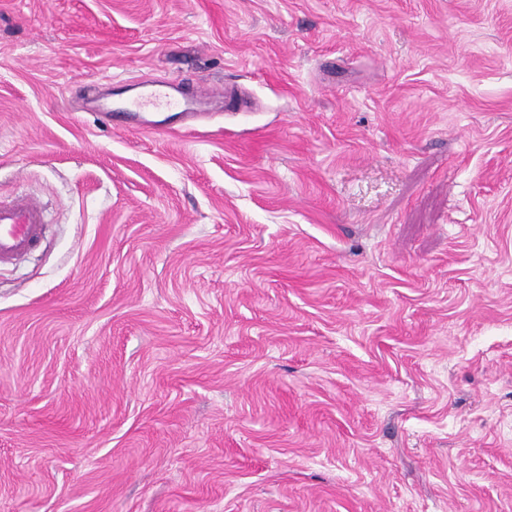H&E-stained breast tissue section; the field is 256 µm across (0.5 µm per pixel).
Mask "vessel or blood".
<instances>
[{"label": "vessel or blood", "instance_id": "b4317fda", "mask_svg": "<svg viewBox=\"0 0 512 512\" xmlns=\"http://www.w3.org/2000/svg\"><path fill=\"white\" fill-rule=\"evenodd\" d=\"M167 96L165 85L147 84L140 96L122 108L103 113L102 118L107 122L130 125L146 104L160 103ZM43 232L42 210L37 202L24 197L0 201V265L12 263L34 249Z\"/></svg>", "mask_w": 512, "mask_h": 512}]
</instances>
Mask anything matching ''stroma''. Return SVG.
Wrapping results in <instances>:
<instances>
[{
    "label": "stroma",
    "mask_w": 512,
    "mask_h": 512,
    "mask_svg": "<svg viewBox=\"0 0 512 512\" xmlns=\"http://www.w3.org/2000/svg\"><path fill=\"white\" fill-rule=\"evenodd\" d=\"M19 195L0 512H512V0H0ZM145 91L138 96L127 102L124 107L112 112L101 111V116L105 122L119 123L124 126H129L131 121H137V113L142 112V109L147 103L157 104L161 103L165 98H168L166 88L168 84H154L144 83ZM44 232L41 206L28 198L0 201V265L34 249Z\"/></svg>",
    "instance_id": "stroma-1"
}]
</instances>
